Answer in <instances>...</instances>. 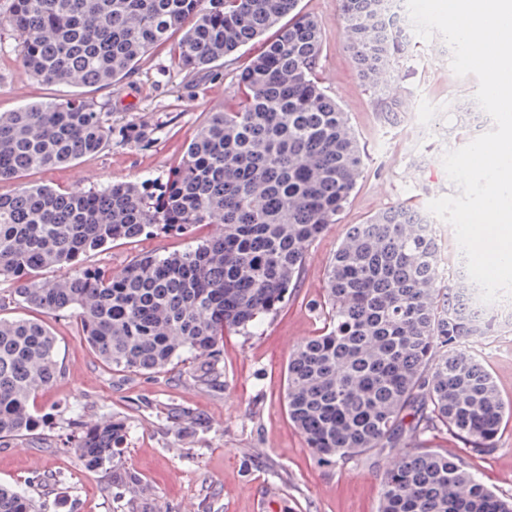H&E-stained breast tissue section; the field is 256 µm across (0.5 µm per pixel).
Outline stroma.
<instances>
[{"instance_id": "obj_1", "label": "stroma", "mask_w": 512, "mask_h": 512, "mask_svg": "<svg viewBox=\"0 0 512 512\" xmlns=\"http://www.w3.org/2000/svg\"><path fill=\"white\" fill-rule=\"evenodd\" d=\"M12 0H0V112L70 97L66 85L46 84L20 65V43L6 25ZM317 19L323 45L318 80L346 112L366 153L356 191L338 223L309 248L286 306L251 333H227L200 380L185 360L159 374L112 370L88 346L72 314L47 317L61 372L39 391L34 408L46 423L35 434L0 444V484L44 502L47 512H378L386 457L369 454L326 462L308 448L286 409V366L292 345L325 322L327 266L350 225L396 204L427 212L430 201L457 195L443 155L492 129L473 93L475 76H456L441 36L414 38L404 73L385 79V95L410 103L401 123L384 122L357 75L341 37V0H299ZM249 44L215 68L179 70L168 46L156 47L128 78L84 90L111 113L109 146L69 166L30 172V184L104 187L147 181L161 185L210 112L230 100L238 71L258 52ZM468 120H461L463 110ZM192 235H146L87 254L86 267L117 272L142 255H169L195 246ZM469 348L512 401V334L475 339ZM125 420L122 463L89 470L72 445L83 423ZM467 468L498 494L512 496V420L493 452L466 457ZM137 473V488L121 482Z\"/></svg>"}]
</instances>
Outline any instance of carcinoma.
<instances>
[{
	"label": "carcinoma",
	"instance_id": "obj_1",
	"mask_svg": "<svg viewBox=\"0 0 512 512\" xmlns=\"http://www.w3.org/2000/svg\"><path fill=\"white\" fill-rule=\"evenodd\" d=\"M298 2L13 0L21 66L48 84L108 87L177 33L172 54L186 72L262 41L235 76L237 105L209 113L159 192L146 183L0 192V278L44 315L75 313L113 369L155 373L184 358L207 369L225 331L246 334L288 303L309 247L356 189L365 151L317 81L322 29ZM391 2L342 0L341 33L396 126L406 106L383 98L380 77L403 67L411 36L388 22ZM112 132V113L81 97L0 113V182L96 154ZM427 224L398 204L350 226L326 272V326L288 361V418L324 460L387 451L379 512H512L511 497L423 444L443 431L485 454L512 418L466 347L512 332V297L475 312L474 282L446 277ZM203 226L213 231L184 252L143 256L117 273L41 277L110 243ZM59 372L45 322L0 317V441L42 426L32 400ZM125 437L123 420L102 419L81 430L74 452L99 469L121 458ZM0 512L45 508L0 485Z\"/></svg>",
	"mask_w": 512,
	"mask_h": 512
}]
</instances>
